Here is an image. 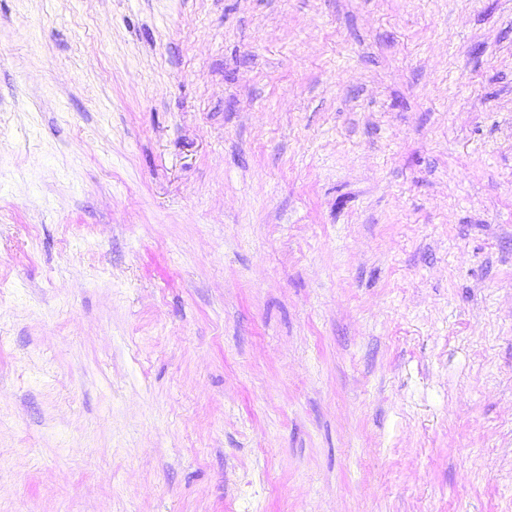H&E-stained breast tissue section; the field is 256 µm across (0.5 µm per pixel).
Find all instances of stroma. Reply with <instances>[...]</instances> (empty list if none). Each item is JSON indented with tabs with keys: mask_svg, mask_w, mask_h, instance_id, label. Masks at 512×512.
Segmentation results:
<instances>
[{
	"mask_svg": "<svg viewBox=\"0 0 512 512\" xmlns=\"http://www.w3.org/2000/svg\"><path fill=\"white\" fill-rule=\"evenodd\" d=\"M0 512H512V0H0Z\"/></svg>",
	"mask_w": 512,
	"mask_h": 512,
	"instance_id": "1",
	"label": "stroma"
}]
</instances>
